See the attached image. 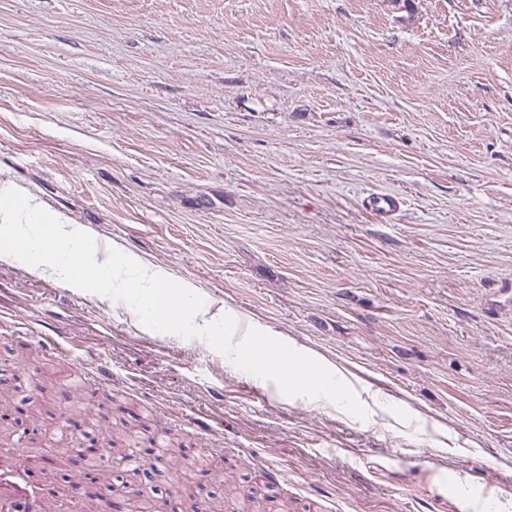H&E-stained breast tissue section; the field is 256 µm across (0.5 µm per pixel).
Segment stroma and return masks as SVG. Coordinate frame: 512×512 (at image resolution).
<instances>
[{
    "label": "stroma",
    "mask_w": 512,
    "mask_h": 512,
    "mask_svg": "<svg viewBox=\"0 0 512 512\" xmlns=\"http://www.w3.org/2000/svg\"><path fill=\"white\" fill-rule=\"evenodd\" d=\"M2 180L377 396L292 401L0 258L58 407L103 363L114 414L324 512L512 501V0H0Z\"/></svg>",
    "instance_id": "obj_1"
}]
</instances>
